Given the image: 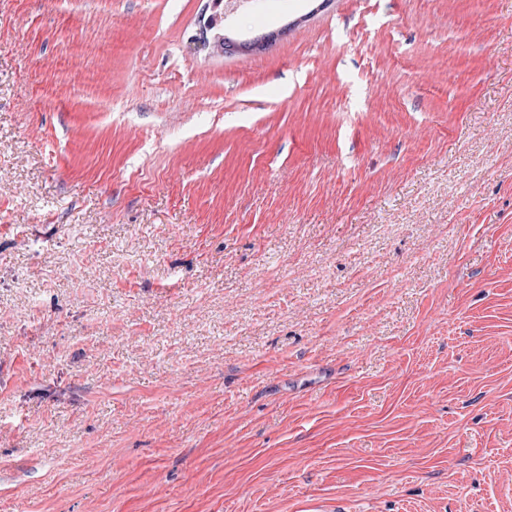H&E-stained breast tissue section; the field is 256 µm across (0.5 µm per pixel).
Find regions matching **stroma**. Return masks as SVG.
Wrapping results in <instances>:
<instances>
[{
    "label": "stroma",
    "mask_w": 512,
    "mask_h": 512,
    "mask_svg": "<svg viewBox=\"0 0 512 512\" xmlns=\"http://www.w3.org/2000/svg\"><path fill=\"white\" fill-rule=\"evenodd\" d=\"M0 0V512H512V0Z\"/></svg>",
    "instance_id": "stroma-1"
}]
</instances>
